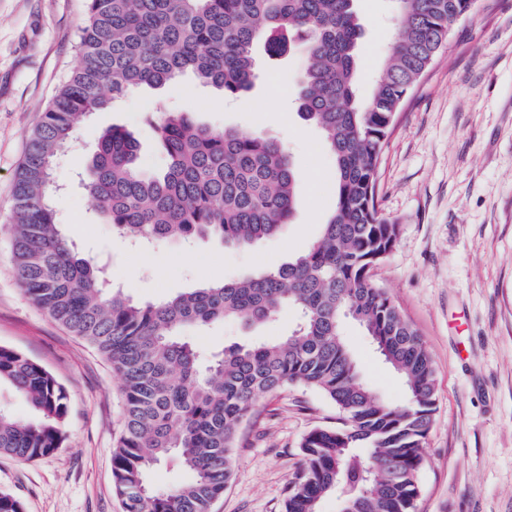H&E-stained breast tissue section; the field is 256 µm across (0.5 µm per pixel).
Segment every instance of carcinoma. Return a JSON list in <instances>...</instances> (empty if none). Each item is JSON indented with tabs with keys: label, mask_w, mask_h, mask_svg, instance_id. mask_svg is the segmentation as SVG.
<instances>
[{
	"label": "carcinoma",
	"mask_w": 512,
	"mask_h": 512,
	"mask_svg": "<svg viewBox=\"0 0 512 512\" xmlns=\"http://www.w3.org/2000/svg\"><path fill=\"white\" fill-rule=\"evenodd\" d=\"M354 2L87 0L78 68L33 127L17 170L11 254L31 299L122 378L124 425L112 474L124 512H210L231 479L242 424L263 397L290 385L320 391L341 418L304 437L303 467L284 512H319L331 494L343 512H414L436 373L419 332L371 278L400 232L379 207V164L408 93L472 0H398V34L365 103L358 98L363 27ZM296 43L310 56L298 113L322 131L336 160V209L320 237L277 267L203 282L156 303L109 286L103 268L54 219V170L80 121L131 88L165 87L187 72L239 98L256 79V45L281 57ZM152 129L168 160L162 173H141L136 140L115 126L103 131L79 172L113 229L135 243L197 238L245 248L290 222L295 174L282 143L213 130L186 112L157 110ZM288 311L294 323L287 335L233 344L208 358L181 335L188 325L252 326ZM348 318L401 377V402L380 398L363 381L344 339ZM2 383L34 416L0 411V453L27 461L54 453L65 440V387L1 346ZM162 464L186 470L189 480L152 489L148 474Z\"/></svg>",
	"instance_id": "obj_1"
}]
</instances>
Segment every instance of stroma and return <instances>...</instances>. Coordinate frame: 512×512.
Masks as SVG:
<instances>
[{"mask_svg": "<svg viewBox=\"0 0 512 512\" xmlns=\"http://www.w3.org/2000/svg\"><path fill=\"white\" fill-rule=\"evenodd\" d=\"M364 26L360 99H368L394 42L392 0H356ZM86 0H0V345L46 368L69 394L66 438L33 461L0 454V491L24 512H123L113 489L112 451L121 434L122 382L93 347L34 304L17 282L10 240L14 177L28 136L78 65L74 44ZM303 46L272 58L256 50L258 79L231 100L180 76L169 88H135L90 114L58 163L65 190L55 222L79 252L105 265L112 285L157 302L215 277L232 279L305 252L336 206L335 160L295 99L308 66ZM192 113L196 123L285 142L296 171L290 224L249 248L212 241L128 243L98 215L75 174L108 127L139 143V167L162 170L153 139L155 102ZM383 215L398 241L373 279L419 331L436 368L437 405L425 440L416 512H512V0H473L448 42L398 112L379 167ZM292 314L253 329L227 321L184 336L218 351L287 333ZM346 341L365 382L391 402L401 380L352 322ZM339 412L321 392L290 386L266 396L243 424L231 480L211 512H283L303 462L301 442Z\"/></svg>", "mask_w": 512, "mask_h": 512, "instance_id": "1", "label": "stroma"}]
</instances>
